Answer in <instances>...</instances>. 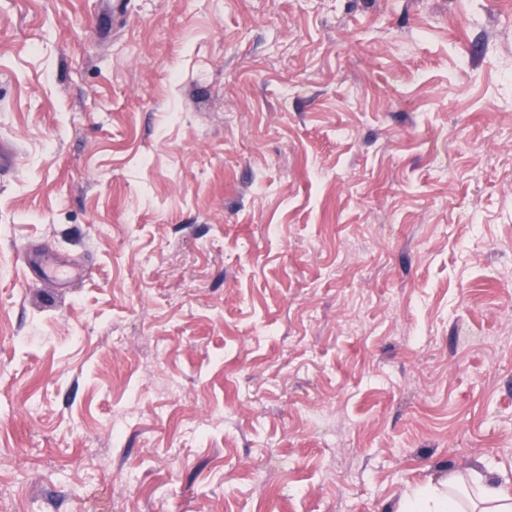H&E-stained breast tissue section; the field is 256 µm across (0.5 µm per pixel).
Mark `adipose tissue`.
Listing matches in <instances>:
<instances>
[{
	"label": "adipose tissue",
	"instance_id": "1",
	"mask_svg": "<svg viewBox=\"0 0 512 512\" xmlns=\"http://www.w3.org/2000/svg\"><path fill=\"white\" fill-rule=\"evenodd\" d=\"M474 483L471 495L456 475H449L444 486L427 487L406 498L400 512H512V487L480 475Z\"/></svg>",
	"mask_w": 512,
	"mask_h": 512
}]
</instances>
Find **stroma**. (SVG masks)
<instances>
[{"label": "stroma", "instance_id": "stroma-1", "mask_svg": "<svg viewBox=\"0 0 512 512\" xmlns=\"http://www.w3.org/2000/svg\"><path fill=\"white\" fill-rule=\"evenodd\" d=\"M122 2L0 0L12 512L512 475V0ZM27 262L29 267L38 275L49 280L70 279L74 276L71 270L63 268H54L46 265L40 255L29 253L27 254Z\"/></svg>", "mask_w": 512, "mask_h": 512}]
</instances>
